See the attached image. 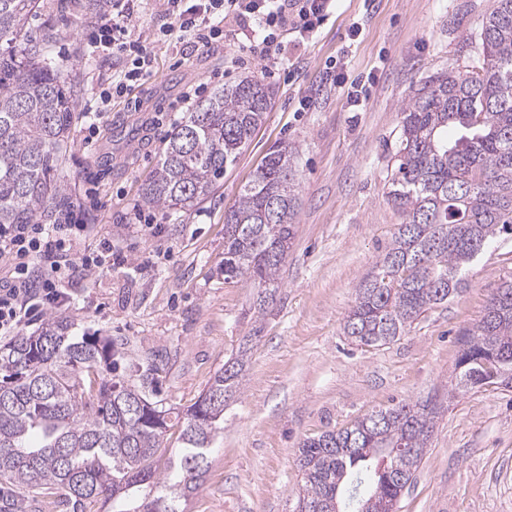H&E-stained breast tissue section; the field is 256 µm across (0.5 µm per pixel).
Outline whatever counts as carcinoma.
Listing matches in <instances>:
<instances>
[{"mask_svg": "<svg viewBox=\"0 0 512 512\" xmlns=\"http://www.w3.org/2000/svg\"><path fill=\"white\" fill-rule=\"evenodd\" d=\"M111 0H82L85 21ZM40 0H0V225L52 224L69 204L56 176L82 91L80 73L58 62L49 24L29 35ZM466 70L419 81L401 109L388 201L402 215L389 246L360 283L343 333L363 345L404 335L427 310L458 294L462 271L503 234H512V0H492ZM274 89L246 77L198 100L168 135L141 202L153 211L188 210L208 199L272 106ZM458 137L448 139V130ZM295 148L267 153L224 214V280L258 290L266 313L294 239ZM463 341L458 390L512 378V279L502 282ZM251 351L243 343L183 416L150 399L140 383L116 378L109 336H74L65 317L0 346V480L24 492L59 493L72 512L98 501L131 512H179L197 492L208 453L239 389ZM438 407L430 399L373 411L340 430L300 443L304 484L297 512H373L378 494L398 498L427 453ZM178 447L167 448L171 419Z\"/></svg>", "mask_w": 512, "mask_h": 512, "instance_id": "cac0c4a2", "label": "carcinoma"}]
</instances>
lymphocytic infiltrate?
I'll use <instances>...</instances> for the list:
<instances>
[{
	"instance_id": "lymphocytic-infiltrate-1",
	"label": "lymphocytic infiltrate",
	"mask_w": 512,
	"mask_h": 512,
	"mask_svg": "<svg viewBox=\"0 0 512 512\" xmlns=\"http://www.w3.org/2000/svg\"><path fill=\"white\" fill-rule=\"evenodd\" d=\"M337 0H164L171 23L170 33L189 39L194 47H223L226 22L248 25L253 41L251 55L285 59V35L295 45L309 43L336 9ZM139 14L138 0H112V10L99 20L98 42L111 49L113 57H127L131 67L123 82L113 85V94H123L131 83L146 81L152 69L148 39L134 38L129 28ZM84 207L66 210L57 224H8L0 229V261L12 272L0 284V335L18 328L49 308L66 305L62 289L72 274L91 277L104 269L112 255V241L100 240L97 252L77 249L89 230Z\"/></svg>"
}]
</instances>
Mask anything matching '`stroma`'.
I'll return each mask as SVG.
<instances>
[{"label":"stroma","instance_id":"1","mask_svg":"<svg viewBox=\"0 0 512 512\" xmlns=\"http://www.w3.org/2000/svg\"><path fill=\"white\" fill-rule=\"evenodd\" d=\"M32 36L51 21L56 59L75 64L83 92L59 174L73 196L93 192L91 231L77 248L111 235L120 264L91 279L74 276L61 308L75 334L98 332L121 348L120 376L157 363L163 405L186 410L251 337L236 400L208 456L203 487L184 512H294L302 439L345 427L371 411L438 397L436 421L417 479L396 512H512V388L483 386L452 395L465 331L501 283L512 278V235L501 236L464 271L465 287L429 309L383 346L352 343L342 325L360 281L402 222L387 200L400 109L422 78L469 61L463 40L477 34L491 0H339L315 40L296 51L298 67L270 80L274 104L220 187L205 202L164 217L135 212L168 133L183 120L190 88L221 87L231 58H249L234 79L258 74L246 36L223 50H198L167 35L160 0H142L140 32L153 35L152 74L124 95L112 83L123 60L94 48V25L74 8L44 0ZM358 38H351L352 27ZM346 60L345 84L325 67ZM317 100L299 109L305 91ZM298 150L295 238L264 316L250 311L254 290L225 281L224 214L276 143ZM147 219L140 227L139 219Z\"/></svg>","mask_w":512,"mask_h":512}]
</instances>
